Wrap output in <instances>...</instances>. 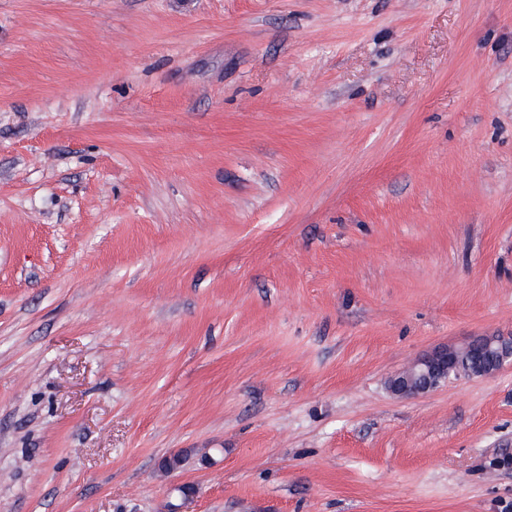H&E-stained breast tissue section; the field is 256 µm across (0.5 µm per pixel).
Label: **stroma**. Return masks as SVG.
<instances>
[{
	"mask_svg": "<svg viewBox=\"0 0 512 512\" xmlns=\"http://www.w3.org/2000/svg\"><path fill=\"white\" fill-rule=\"evenodd\" d=\"M485 334L512 0H0V512H512ZM511 362L512 336H477L460 346L441 345L426 351L392 378L389 388L399 397H418L433 391L451 375L488 378Z\"/></svg>",
	"mask_w": 512,
	"mask_h": 512,
	"instance_id": "1",
	"label": "stroma"
}]
</instances>
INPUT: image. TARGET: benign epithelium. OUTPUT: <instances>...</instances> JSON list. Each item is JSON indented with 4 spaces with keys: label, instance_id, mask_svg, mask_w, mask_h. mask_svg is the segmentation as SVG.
<instances>
[{
    "label": "benign epithelium",
    "instance_id": "1",
    "mask_svg": "<svg viewBox=\"0 0 512 512\" xmlns=\"http://www.w3.org/2000/svg\"><path fill=\"white\" fill-rule=\"evenodd\" d=\"M512 362V336H477L460 346L441 345L421 354L389 381L399 397H418L436 389L449 376L488 378Z\"/></svg>",
    "mask_w": 512,
    "mask_h": 512
}]
</instances>
